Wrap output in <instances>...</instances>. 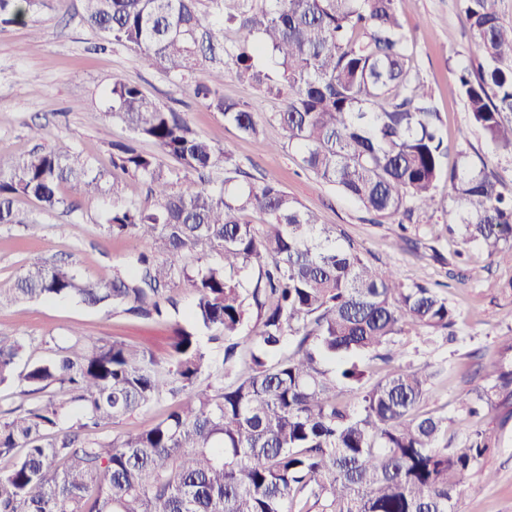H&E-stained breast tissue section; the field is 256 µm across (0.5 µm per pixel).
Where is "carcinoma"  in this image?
Here are the masks:
<instances>
[{"instance_id": "1", "label": "carcinoma", "mask_w": 512, "mask_h": 512, "mask_svg": "<svg viewBox=\"0 0 512 512\" xmlns=\"http://www.w3.org/2000/svg\"><path fill=\"white\" fill-rule=\"evenodd\" d=\"M462 2L478 58L459 68L458 86L472 123L512 158V24L496 0ZM398 4L84 0V20L261 142L249 105L224 96L231 59L238 80L283 97L273 119L287 144L267 147L296 149L305 168L379 224L431 207L447 181L463 241L512 262V195L483 167L444 169L440 111L412 65ZM41 5L0 0V23H22ZM226 26L237 40L224 42ZM261 53L272 71L257 68ZM204 61L208 80L192 82ZM110 94L112 119L133 133L112 143L113 166L144 180L153 198L144 206L113 192L107 232L125 239L128 267L88 278L32 263L0 290V309L77 297L172 324L170 349L160 359L74 331L52 358L31 361L24 337L0 335V387L39 395L0 410V512H455L464 479L499 445L501 427L454 444L448 416L421 408L440 369L402 362L406 332L455 324L448 298L374 268L336 226L276 180L250 181L138 85L116 81ZM140 142L179 167L163 166ZM101 191L89 164L56 144L0 171V224L40 229L14 209L18 195L55 211ZM178 280L192 291L188 327L168 295ZM210 342L222 344L221 360ZM367 360L389 369L373 382ZM481 371L460 410L504 408L511 419L512 359ZM167 399L147 427L101 436Z\"/></svg>"}]
</instances>
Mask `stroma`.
<instances>
[{
	"label": "stroma",
	"mask_w": 512,
	"mask_h": 512,
	"mask_svg": "<svg viewBox=\"0 0 512 512\" xmlns=\"http://www.w3.org/2000/svg\"><path fill=\"white\" fill-rule=\"evenodd\" d=\"M399 8L413 63L438 100L441 133L451 147L445 166L464 155L474 162L486 160L489 171L512 189V159L496 156L470 122L456 84L457 67L476 58L461 0H400ZM82 14V0H44L37 14L39 34H32L26 24L0 26V168L61 141L101 173L103 188L73 208L51 213L34 198L17 197L22 223L0 224V289L12 287L17 274L35 261H65L90 278L123 261L125 241L108 234L105 213L113 193L143 203L148 189L139 178L112 166L113 142L127 140L131 133L108 116L107 92L114 81H130L183 113L198 137L231 154L253 181L276 179L324 223L341 230L376 268L397 271L407 284L443 285L456 311L455 340L432 345L412 336L405 350L415 364L443 367L423 408L448 415L449 438L464 442L480 421L460 411L458 400L477 383L479 365L499 358L512 345V263H497L480 247L449 235L453 214L447 184H440L435 206L414 212L410 223H375L337 187L302 169L294 150L269 152L262 141L242 136L189 89L176 88L163 68H143L134 51L108 43ZM224 95L251 105L263 141H283L282 128L271 119L282 106L280 98L237 82L229 68L224 71ZM36 124L42 128L38 139L29 132ZM28 220L41 225L38 235L28 234ZM75 329L94 339H123L159 356L166 354L171 334L168 328L108 307L92 308L76 298L32 300L0 310V333L25 337L35 360L52 357ZM485 420L503 424L501 443L483 460L482 472L466 478L456 512H512V420L501 423L496 411ZM486 470L495 472L494 481L485 482Z\"/></svg>",
	"instance_id": "1"
}]
</instances>
